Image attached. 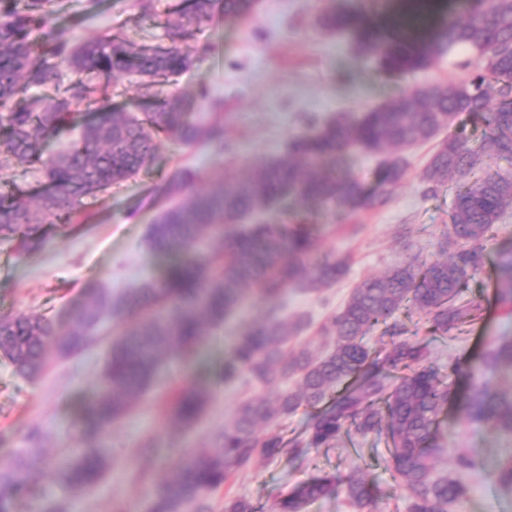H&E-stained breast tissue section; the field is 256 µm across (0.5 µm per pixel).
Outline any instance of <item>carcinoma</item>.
<instances>
[{"mask_svg": "<svg viewBox=\"0 0 512 512\" xmlns=\"http://www.w3.org/2000/svg\"><path fill=\"white\" fill-rule=\"evenodd\" d=\"M252 9L251 0H190L178 19L165 25L167 46L134 45L108 31L70 50L66 29L48 22L66 11L64 0H0V128L7 133L0 156L21 166L37 164L48 178L34 209L19 197L0 198V237L18 239L26 251L37 249L44 242L40 223L46 217L67 223L84 198L149 167L159 135L188 147H224V124L202 121L196 100L174 95L138 118L112 106L109 81L130 69L159 83L181 75L193 64L181 44L213 14L233 21ZM319 23L327 31L351 33L356 51L375 58L388 73L425 70L456 46L478 50L483 63L461 80L415 85L356 119L338 114L323 122L306 112L305 130L284 154L209 192L191 191L194 172L177 173L166 191L186 198L165 209L149 229L152 251L172 258L163 277L117 297L110 290L99 292L63 330L44 317L1 315L0 356L29 380L48 365V341L56 340L57 357L69 358L97 345L95 331L112 316L136 310L141 320L110 341L104 373L70 434L68 454H46L45 433L35 426L15 464L0 469V512H13L20 491L32 499L33 512H70L52 487L64 484L78 497L99 486L112 466V425L133 410L164 362L190 357L206 326L223 323L253 294L276 305L235 337L214 382L189 384L175 393L169 418L192 428L213 387L242 378L263 386L293 381L298 390L240 402L216 446L180 454L151 496L148 512H213L209 494L230 477L285 449L300 458L305 449L351 430L390 439L389 461L407 492L409 512H448L463 495L458 479L434 473L435 459L444 451L441 415L458 399L456 390L440 378L425 348L396 328L386 329L390 341L380 351L366 347L364 338L406 304L425 315L430 333L455 338L480 316V305L465 295L483 271L484 241L512 209V175L489 171L483 159L487 151L512 162V0H483L462 20L437 18L425 5L410 4L386 32L365 25L346 0H334ZM30 86L54 94L14 104ZM84 100L103 116L82 123L78 141L65 153L45 155L46 140L68 120L72 105ZM461 113L483 127L485 145L474 147L466 127L458 126L438 143L422 174L427 193L455 183L439 242L448 259L429 264L413 259L362 280L319 326L329 344L326 352L314 355L294 345L311 320L305 313L282 315L278 301L290 288L323 292L343 277L347 261L317 256L306 225L267 224L259 215L290 198L351 209L385 204L408 169L394 149L434 138ZM351 149L381 158L373 189L336 164ZM224 240L230 241L224 255L215 254V244ZM500 271L498 299L511 306L512 258ZM502 370L512 373L511 339L489 341L479 364L468 368L471 384L463 411L468 421L489 424L512 441V386L499 390L486 379ZM301 407L312 410L306 438L287 443L275 423ZM492 478L512 492V456L498 464ZM339 487L357 509L378 495L358 465L344 479L326 475L300 484L279 500L275 512H306L310 503Z\"/></svg>", "mask_w": 512, "mask_h": 512, "instance_id": "cac0c4a2", "label": "carcinoma"}]
</instances>
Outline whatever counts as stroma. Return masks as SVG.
Wrapping results in <instances>:
<instances>
[{
    "label": "stroma",
    "instance_id": "35a3bbf8",
    "mask_svg": "<svg viewBox=\"0 0 512 512\" xmlns=\"http://www.w3.org/2000/svg\"><path fill=\"white\" fill-rule=\"evenodd\" d=\"M185 5V0H152V11L146 15L141 0H69L60 21L76 45L108 28L136 44L155 45L164 40L165 23L176 19ZM328 6L329 0H256L248 17L234 22L214 17L190 38L198 54L191 70L176 83L148 86L134 73L113 79V105L138 115L173 94L200 96L201 115L224 123V144L186 147L161 140L148 169L83 199L85 221L77 231H61L56 219H47L42 226L44 244L29 253L19 252L16 241L0 238V315L44 316L63 328L86 301L89 287L117 296L161 278L167 260L150 249L148 229L171 206L163 189L179 169H196L197 189H211L283 152L302 129L301 113L314 112L325 119L339 113L354 116L407 87L457 80L479 67L478 55L460 46L427 70L387 75L372 58L356 53L349 36L319 27L317 20ZM433 149L430 142L404 149L407 175L385 205L352 210L290 204L289 223L307 225L321 251L349 259L346 276L323 294L291 290L285 297L286 313L305 312L314 321L302 336L310 350L324 351L317 325L344 304L357 283L415 257L427 262L441 259L438 241L454 189L445 186L436 195L426 194L421 174ZM44 186L38 170L0 162V196L22 194L31 203ZM484 248L485 272L470 292L481 303L484 318L465 335L454 339L430 334L421 316L406 306L389 319L405 336L426 346L440 374L459 390L467 379L449 375V360L473 359L490 339L512 336V311L496 297V266L503 256L512 255V214L497 225ZM268 305L267 299L255 297L249 309L205 336L191 364L169 363L133 413L113 426L112 469L83 497L79 512H113L118 505L124 512H146L153 490L181 452L214 446L241 398L271 395V388L254 382L217 388L201 421L189 431L170 422L165 405L168 390L209 382L212 369L224 362L230 336L242 332ZM105 352L101 346L67 359L51 358L44 375L35 380L18 376L0 357V434L6 438L0 445V469L13 464L33 424L45 431L44 446L50 454L66 453L67 433L104 368ZM442 425L444 453L435 471L459 476L464 485L453 512H512V493L501 491L490 475L501 459L512 455V443L492 427L468 422L456 406L443 415ZM148 439L160 447L151 457L139 452ZM389 446L386 438L352 433L309 449L301 462L284 454L259 461L211 494L213 510L223 512L225 499L242 497L256 512H274L278 500L295 486L326 474L347 476L360 463L367 466L378 490L371 512H407V494L386 467ZM462 451L474 454L482 469L458 473L454 458Z\"/></svg>",
    "mask_w": 512,
    "mask_h": 512
}]
</instances>
